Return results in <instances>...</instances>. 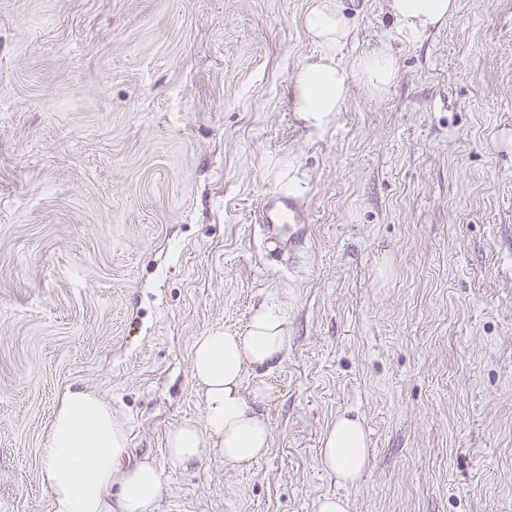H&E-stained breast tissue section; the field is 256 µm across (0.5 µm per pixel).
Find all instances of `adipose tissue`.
<instances>
[{"label": "adipose tissue", "mask_w": 512, "mask_h": 512, "mask_svg": "<svg viewBox=\"0 0 512 512\" xmlns=\"http://www.w3.org/2000/svg\"><path fill=\"white\" fill-rule=\"evenodd\" d=\"M457 8L456 0H389V11L406 39L439 25ZM302 25L320 46L316 62L293 74L296 110L308 124L323 127L341 112L350 73L371 88L383 89L396 77L388 46L359 57L353 71L336 62L348 35L337 0H310ZM285 319L257 311L245 332L214 328L198 336L191 355L192 376L205 409L203 424L187 420L166 439V463L131 459L127 431L100 394L67 389L56 407L42 448L41 480L53 512H151L164 492L165 468L188 470L207 452L225 464L243 466L267 454L271 432L260 408L273 395L268 381L288 352ZM367 431L361 420L340 414L322 438L319 462L337 482L354 483L367 461Z\"/></svg>", "instance_id": "obj_1"}]
</instances>
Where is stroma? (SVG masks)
<instances>
[{"mask_svg": "<svg viewBox=\"0 0 512 512\" xmlns=\"http://www.w3.org/2000/svg\"><path fill=\"white\" fill-rule=\"evenodd\" d=\"M350 77L323 129L291 75L309 0H0V512H52L39 448L62 394H101L136 457L204 419L196 336L268 309L291 345L242 467L166 469L152 512H512V0H457L404 38L388 0H338ZM302 199L283 255L254 221ZM357 414L356 485L322 469ZM354 68L365 84L374 89L388 87L396 77L395 57L387 45L359 57ZM305 211L301 199L273 191L262 199L254 219L266 239L295 252L307 241L310 232ZM319 462L339 483L352 485L368 461V437L364 424L347 413L336 417L322 438Z\"/></svg>", "mask_w": 512, "mask_h": 512, "instance_id": "obj_1", "label": "stroma"}]
</instances>
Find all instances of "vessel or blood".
Masks as SVG:
<instances>
[{"instance_id": "obj_1", "label": "vessel or blood", "mask_w": 512, "mask_h": 512, "mask_svg": "<svg viewBox=\"0 0 512 512\" xmlns=\"http://www.w3.org/2000/svg\"><path fill=\"white\" fill-rule=\"evenodd\" d=\"M305 211L301 199L273 191L262 199L254 219L266 239L293 252L306 242L310 232Z\"/></svg>"}]
</instances>
